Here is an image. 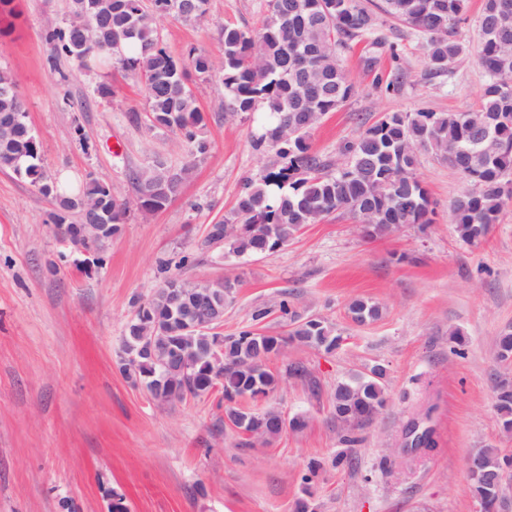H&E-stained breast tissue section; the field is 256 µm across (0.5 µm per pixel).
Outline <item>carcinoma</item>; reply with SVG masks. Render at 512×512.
I'll list each match as a JSON object with an SVG mask.
<instances>
[{"instance_id": "carcinoma-1", "label": "carcinoma", "mask_w": 512, "mask_h": 512, "mask_svg": "<svg viewBox=\"0 0 512 512\" xmlns=\"http://www.w3.org/2000/svg\"><path fill=\"white\" fill-rule=\"evenodd\" d=\"M73 0L74 13L87 15L89 27L48 25L45 40L56 55L68 57L79 69L91 63H107L141 77L146 85L147 112L153 128L178 131L194 159L204 157L209 142L200 135L205 116L183 79L182 66L201 75L212 69L209 57L188 51L179 65L164 46L156 18L172 16L185 22L203 19L210 0ZM381 10L413 29L423 40L430 69L448 72L461 52L453 39L451 24L460 19L465 0H383ZM224 67L221 80L227 107L234 115L264 114L258 147L275 151L276 163L259 178L243 180L232 211L208 226L203 250L213 241L228 245L236 258L274 253L288 245L308 224L342 211L358 218L362 211L376 213L363 227V237L381 238L404 224L431 223V201L417 179L418 152L435 154L469 180L479 178L484 190L466 192L450 205L459 238L477 244L488 235L504 208L503 186L512 184V0H483L478 24V65L488 78L479 105L462 114L428 111L396 112L366 128L357 140L341 148L348 168L327 171L329 163L312 150L311 130L322 117L337 111L355 93V85L336 62V50L359 38L367 46L385 45L373 11L355 0H275L267 6L261 26L253 31L224 24ZM0 168H10L38 186L55 201L50 214L58 232L76 224H110L112 235L121 231L130 210L129 201L112 193V184L93 174L79 190L62 193L42 169L40 146L29 125L24 103L13 76L0 69ZM190 167L174 168L163 162L132 173L136 206L144 213L163 209L181 192ZM241 285L238 275L222 282H189L164 277L148 296L134 301L136 313L150 308L154 323L147 335L158 336L157 361L145 357L134 364L124 360L121 370L134 381L150 373H163L164 401L199 399L220 387L224 416L234 426L259 430L268 440L282 430L271 417L273 409L256 411L243 407L259 393L270 396L280 378L263 364L260 355L289 344L305 345L331 354L340 348L342 336L321 317L301 314L288 294L278 303L280 320L289 327L284 336L266 335L254 329L272 309L257 306L249 323L238 333L224 337V361L209 376L204 372L210 336L188 330L203 318L197 308L201 294L224 317V308ZM352 321L365 324L381 316L379 304L368 299L352 301ZM496 409L504 432L512 431V380H494ZM333 414L342 440L356 442L354 431L381 413L388 402L385 369L374 365L336 383ZM435 447L433 430L413 420L405 431L404 449L415 452ZM471 470L478 502L489 506L499 475L512 469V458L496 448H482Z\"/></svg>"}]
</instances>
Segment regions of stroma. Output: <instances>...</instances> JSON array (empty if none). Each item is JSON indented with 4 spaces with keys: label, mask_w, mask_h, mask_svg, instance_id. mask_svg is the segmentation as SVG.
<instances>
[{
    "label": "stroma",
    "mask_w": 512,
    "mask_h": 512,
    "mask_svg": "<svg viewBox=\"0 0 512 512\" xmlns=\"http://www.w3.org/2000/svg\"><path fill=\"white\" fill-rule=\"evenodd\" d=\"M481 7L482 0H467L453 26L462 52L442 75L431 74L413 30L378 14L388 44L371 51L354 40L338 50L357 92L312 130L313 150L338 165L340 146L388 114L475 108L486 83L476 62ZM266 9V0H211L202 21L157 20L174 58L194 48L215 65L207 76L186 71L210 144L194 163L178 132L151 128L140 78L117 67L80 71L64 58L50 67L43 29L68 20L70 0H16L14 13L0 17V68L16 81L52 180L76 185L92 173L131 200L130 172L157 160L194 165L163 210H130L103 264L89 273L85 253L64 246L49 223L52 200L0 169V512H61L66 499L77 512H107L114 491L130 512H294L313 457L324 462L311 486L318 512H479L470 458L488 447L512 455L490 381L501 368L495 339L512 327V201L482 244L463 243L450 204L468 184L425 153L416 175L435 210L426 228L409 224L366 240L349 214L335 213L271 254L197 253L208 225L232 210L242 181L275 161L254 146L259 115L225 118L219 71L225 23L257 29ZM398 70L403 81L390 88ZM104 81L116 88L108 101L94 93ZM186 253L196 259L178 269L181 278L242 279L222 334L286 293L302 314L321 316L341 333L335 353L292 346L268 362L281 376L269 405L304 416V429L267 444L224 425L221 392L161 404L122 373L133 299L158 286L161 261ZM356 298L381 304V318L352 322L347 307ZM455 331L465 342L459 355ZM290 363L304 365L310 381L286 375ZM374 364L386 369L390 401L349 448L331 393L338 380ZM415 417L434 428L435 448L404 452V430ZM343 451L349 464L335 466Z\"/></svg>",
    "instance_id": "obj_1"
}]
</instances>
